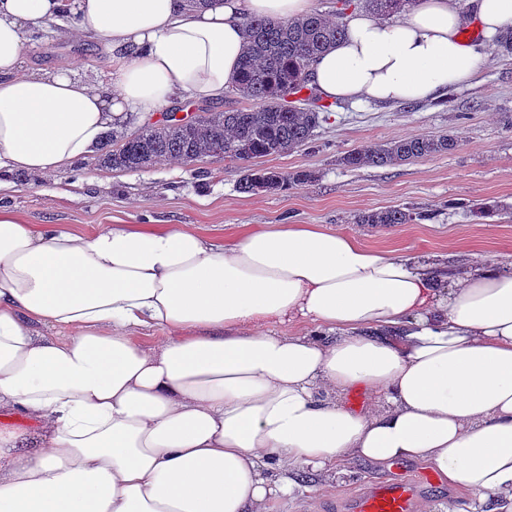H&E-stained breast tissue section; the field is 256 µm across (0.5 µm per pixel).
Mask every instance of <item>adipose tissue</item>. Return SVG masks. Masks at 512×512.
I'll use <instances>...</instances> for the list:
<instances>
[{"mask_svg": "<svg viewBox=\"0 0 512 512\" xmlns=\"http://www.w3.org/2000/svg\"><path fill=\"white\" fill-rule=\"evenodd\" d=\"M312 0H0V174L50 177L128 114L219 101L243 20ZM77 18L108 53L23 74L29 31ZM512 0H419L366 12L310 68L328 100H431L470 83ZM441 263L369 248L315 224L249 228L231 244L180 225L85 236L0 206V512H273L300 472L332 483L358 459L420 460L512 505V262ZM306 332H299V325ZM159 328L160 340L139 335ZM366 391L368 405L343 402Z\"/></svg>", "mask_w": 512, "mask_h": 512, "instance_id": "1", "label": "adipose tissue"}]
</instances>
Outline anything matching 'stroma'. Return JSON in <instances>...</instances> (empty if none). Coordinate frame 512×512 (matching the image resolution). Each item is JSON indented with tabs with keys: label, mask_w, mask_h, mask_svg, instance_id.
<instances>
[{
	"label": "stroma",
	"mask_w": 512,
	"mask_h": 512,
	"mask_svg": "<svg viewBox=\"0 0 512 512\" xmlns=\"http://www.w3.org/2000/svg\"><path fill=\"white\" fill-rule=\"evenodd\" d=\"M79 59L78 74L103 81L108 56L92 34L64 19L36 26L22 60L23 69L52 68ZM512 60H504L490 39L477 78L425 102H334L314 141L293 152L260 159L283 172L315 170L319 179L276 193L243 194L242 164L208 157L194 164H162L138 171L101 167L89 154L52 178L28 174L0 188V203L27 224H59L91 235L111 224H183L232 243L246 226L319 224L354 236L361 244L401 257L476 252L490 262L512 261ZM458 135L450 154L419 158L393 167L351 170L338 165L345 152L398 137ZM463 202L500 205L480 216L460 210ZM411 206L427 220L391 227L356 223L370 210ZM428 464L398 465L359 460L337 485L305 478L294 498L275 512H303L309 496L321 512H344L347 498L368 482L393 474L416 479Z\"/></svg>",
	"instance_id": "stroma-1"
}]
</instances>
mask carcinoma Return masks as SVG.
<instances>
[{"mask_svg": "<svg viewBox=\"0 0 512 512\" xmlns=\"http://www.w3.org/2000/svg\"><path fill=\"white\" fill-rule=\"evenodd\" d=\"M416 0H364V7L381 17L399 14ZM246 49L231 92L253 106L204 114L183 124L165 121L128 134L114 130L101 142L100 166L135 171L167 160L194 163L224 154V158L249 163L302 148L320 126V112L288 97L309 91L310 66L344 36L338 20L314 11L300 18L275 21L248 18ZM460 145L457 135L393 139L372 149L344 153L340 165L358 170L388 167L423 157L449 154ZM318 180L311 169L282 172L272 168L245 167L239 190L243 193H274L308 186ZM430 218L408 206L390 207L359 214L357 224L393 226Z\"/></svg>", "mask_w": 512, "mask_h": 512, "instance_id": "cac0c4a2", "label": "carcinoma"}]
</instances>
